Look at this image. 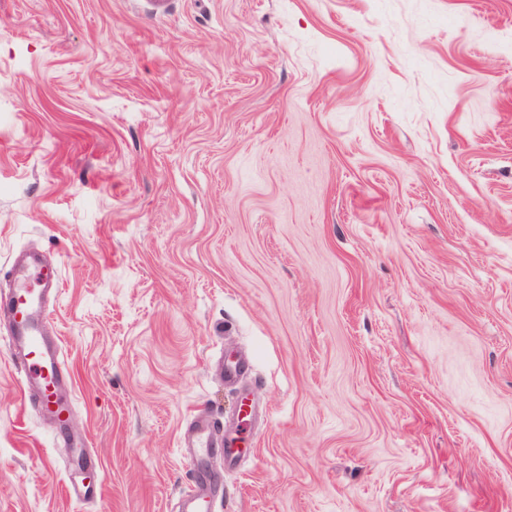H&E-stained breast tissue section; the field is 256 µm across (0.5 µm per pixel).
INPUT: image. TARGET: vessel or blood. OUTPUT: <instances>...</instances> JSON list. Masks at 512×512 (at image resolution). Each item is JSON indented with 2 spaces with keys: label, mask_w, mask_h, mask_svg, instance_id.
<instances>
[{
  "label": "vessel or blood",
  "mask_w": 512,
  "mask_h": 512,
  "mask_svg": "<svg viewBox=\"0 0 512 512\" xmlns=\"http://www.w3.org/2000/svg\"><path fill=\"white\" fill-rule=\"evenodd\" d=\"M12 273L16 285L10 292L8 328L6 335L0 337V345L22 349L23 354L14 366L20 377L24 404L51 417L59 430V439L72 444L73 439L65 429L72 403L66 399L64 389L71 384L73 372L59 349L47 347L41 319L46 295L60 290V271L57 266L31 258L14 260ZM191 422V428L181 431L179 446L198 467L183 505L186 512H214L218 480L201 469L200 463L217 448L223 449L225 459L233 462L239 450L225 439L216 420L195 416Z\"/></svg>",
  "instance_id": "vessel-or-blood-1"
}]
</instances>
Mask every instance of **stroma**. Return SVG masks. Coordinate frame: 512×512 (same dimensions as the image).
Returning <instances> with one entry per match:
<instances>
[{
	"mask_svg": "<svg viewBox=\"0 0 512 512\" xmlns=\"http://www.w3.org/2000/svg\"><path fill=\"white\" fill-rule=\"evenodd\" d=\"M29 250L89 447L0 348V512H177L199 409L219 512H512V0H0ZM193 427L181 430L179 447L187 452L191 460L200 463L206 459L215 448H223L224 460L232 463L239 457V449L232 441L225 439L218 422L212 418L202 419L200 416L190 418Z\"/></svg>",
	"mask_w": 512,
	"mask_h": 512,
	"instance_id": "stroma-1",
	"label": "stroma"
}]
</instances>
